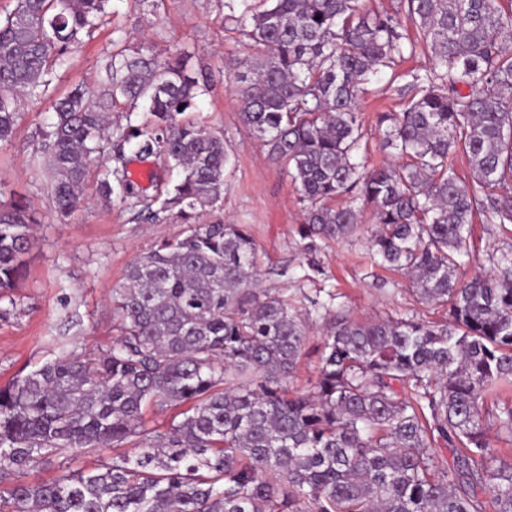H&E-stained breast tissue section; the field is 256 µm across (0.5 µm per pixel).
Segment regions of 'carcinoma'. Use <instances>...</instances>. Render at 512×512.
Here are the masks:
<instances>
[{
  "label": "carcinoma",
  "instance_id": "1",
  "mask_svg": "<svg viewBox=\"0 0 512 512\" xmlns=\"http://www.w3.org/2000/svg\"><path fill=\"white\" fill-rule=\"evenodd\" d=\"M108 0H16L0 19V143L20 108L46 95L52 75L105 14ZM357 0H228L256 55L229 61L243 124L287 168L305 205L302 236L352 235L373 206L374 263L409 277L442 323L411 316L356 322L331 316L307 393L287 387L307 341V316H330L303 294L256 288L258 248L245 224H192L224 197V137L186 117L207 79L171 55L118 45L97 88L52 103L42 132L52 203L60 219L82 204L90 170L99 201L127 190L126 148L178 171L148 219L175 209L186 235L137 256L112 289L121 335L96 358L72 352L0 386V512H512V461L487 440L512 437V405L485 399L512 386V251L494 270L469 268L477 213L512 224V9L498 0H407L405 16L363 14ZM239 15H234L235 9ZM420 31L437 70L415 76L401 112H383V144L407 159L369 168L361 86ZM124 100V121L112 106ZM143 109L147 122L131 115ZM464 154L474 179H458ZM35 217L0 207V299L16 287ZM182 406L153 436L143 413ZM454 452L440 466L436 444ZM131 444L102 470L22 480L41 460Z\"/></svg>",
  "mask_w": 512,
  "mask_h": 512
}]
</instances>
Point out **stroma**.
Returning a JSON list of instances; mask_svg holds the SVG:
<instances>
[{
    "label": "stroma",
    "instance_id": "1",
    "mask_svg": "<svg viewBox=\"0 0 512 512\" xmlns=\"http://www.w3.org/2000/svg\"><path fill=\"white\" fill-rule=\"evenodd\" d=\"M227 0H109L93 38L70 47L54 80L57 94L75 86H95L111 42L130 48L147 46L157 59L184 52L193 68L205 70L210 91L202 96L192 119L222 134L229 162L221 204L199 210L196 221L248 225L263 261L261 290L305 294L325 299L340 296L343 312L355 321H378L417 315L443 318V310L419 303L400 273L376 267L369 255L375 230L372 207L362 204L359 231L341 242L320 243L310 252L300 236L302 205L295 185L280 162L244 126L241 103L225 71L227 58L246 56L250 48L229 18ZM432 68L424 45L397 60L392 74L368 84L358 101L368 132V163L399 164L393 150L382 149L377 115L398 112L407 104L406 86L413 74ZM52 115L50 100H27L11 141L0 144V202L20 200L37 212L33 247L25 276L15 288L10 316L0 320V385L26 375L64 351L93 356L112 346L119 335L108 295L122 283L133 259L165 239L182 237L177 219L150 221L139 212L147 199L164 200L178 180L176 171L152 165V178L133 187L125 200L97 202L96 175L84 186V204L68 220H59L51 205V185L41 154V133ZM512 250V231L475 216L471 228L473 259L492 268L500 253ZM113 449L73 452L52 457L29 470L26 482L51 480L72 471L111 464Z\"/></svg>",
    "mask_w": 512,
    "mask_h": 512
}]
</instances>
